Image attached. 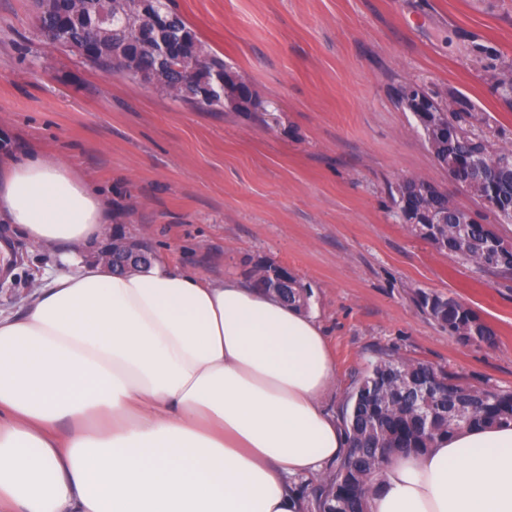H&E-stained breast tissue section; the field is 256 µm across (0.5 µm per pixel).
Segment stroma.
Here are the masks:
<instances>
[{
  "instance_id": "1",
  "label": "stroma",
  "mask_w": 512,
  "mask_h": 512,
  "mask_svg": "<svg viewBox=\"0 0 512 512\" xmlns=\"http://www.w3.org/2000/svg\"><path fill=\"white\" fill-rule=\"evenodd\" d=\"M173 2L248 77L256 111L194 110L93 68L45 42L29 0H0V160L41 152L67 163L119 209L127 234L183 269L240 279L259 263L288 269L311 288L308 312L333 350L330 412L382 349L512 389V280L416 239L390 195L421 177L478 209L394 92L406 81L458 89L512 145V110L469 52L478 42L512 62V0ZM4 240L18 263L0 273V310L14 311L57 258L0 224ZM420 291L459 297L495 346L450 337L417 306Z\"/></svg>"
}]
</instances>
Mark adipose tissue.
<instances>
[{"mask_svg":"<svg viewBox=\"0 0 512 512\" xmlns=\"http://www.w3.org/2000/svg\"><path fill=\"white\" fill-rule=\"evenodd\" d=\"M113 222L67 164L0 161V223L61 266L0 313V512H308L349 447L323 328L255 281L85 260ZM368 512H512V425L390 458Z\"/></svg>","mask_w":512,"mask_h":512,"instance_id":"adipose-tissue-1","label":"adipose tissue"}]
</instances>
